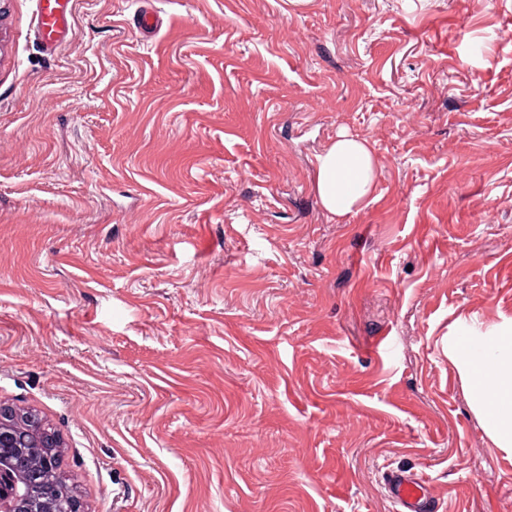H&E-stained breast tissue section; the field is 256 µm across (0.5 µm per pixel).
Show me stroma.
<instances>
[{
    "instance_id": "35a3bbf8",
    "label": "stroma",
    "mask_w": 512,
    "mask_h": 512,
    "mask_svg": "<svg viewBox=\"0 0 512 512\" xmlns=\"http://www.w3.org/2000/svg\"><path fill=\"white\" fill-rule=\"evenodd\" d=\"M35 10L0 0V403L86 512H393L396 469L512 512L448 357L512 319V0H73L53 53ZM342 132L377 182L335 219ZM316 190L324 210L343 217L361 210L372 194L376 168L365 138L340 133L314 157Z\"/></svg>"
}]
</instances>
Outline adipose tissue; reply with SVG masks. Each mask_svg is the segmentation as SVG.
<instances>
[{
    "instance_id": "ef3b65f1",
    "label": "adipose tissue",
    "mask_w": 512,
    "mask_h": 512,
    "mask_svg": "<svg viewBox=\"0 0 512 512\" xmlns=\"http://www.w3.org/2000/svg\"><path fill=\"white\" fill-rule=\"evenodd\" d=\"M316 190L324 210L342 217L361 210L372 194L376 168L367 139L338 134L314 157ZM472 395L474 411L482 416L487 435L497 447L512 452V330L495 336L478 352L449 345Z\"/></svg>"
}]
</instances>
